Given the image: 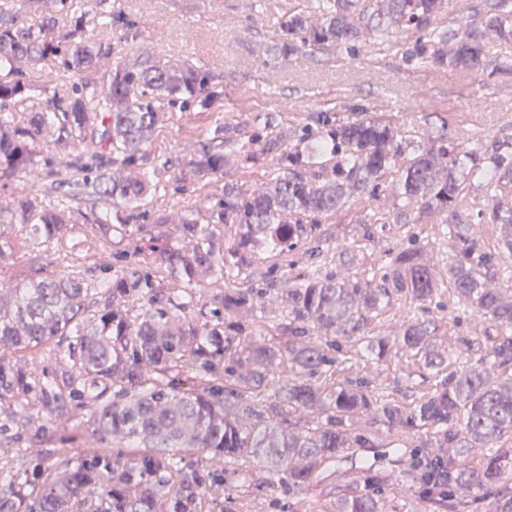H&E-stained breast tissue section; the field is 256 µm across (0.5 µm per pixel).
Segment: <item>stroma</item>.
<instances>
[{
    "mask_svg": "<svg viewBox=\"0 0 512 512\" xmlns=\"http://www.w3.org/2000/svg\"><path fill=\"white\" fill-rule=\"evenodd\" d=\"M319 0H257L246 8L244 0H116L127 18V30L112 35V59L128 63L142 52L165 66L183 60L209 74L221 97L209 110L191 105L172 108L155 131L148 152L158 157L184 154L219 126L238 142L252 137L267 139L276 126L287 127L282 151H294L296 134L308 127L323 131L319 113L338 122L377 115L389 119L409 142L434 138L437 144L484 145L489 152L512 154V41L496 42L485 66L473 71L434 68L408 60L413 39L398 30L380 43L375 53L352 57L336 47L303 49L292 55L281 51L279 22L289 11L317 12ZM57 154L50 136H43L34 175L0 181V206L11 207L19 197L36 198ZM272 166L270 158L234 162L223 175L200 176L183 168L153 176L143 202L145 222L130 225L122 249L133 250L145 239L149 226L161 216L180 211L205 212L224 197V185L236 183L250 190ZM461 202L448 217L452 224L480 228L483 252L492 254L489 277L512 266V254L499 245L498 228L489 220L486 190L463 176ZM397 200L386 191L379 196L352 197L341 211L322 218L319 235L350 239L360 234L351 216L370 213L374 240L356 255L355 271L370 273L381 255L399 247L408 236L422 243L436 267H444L456 252L436 224L400 226L394 221ZM111 241L96 225L83 226L75 239L44 243L16 238L14 248L0 261V284L21 281L36 261H52L54 270L79 271L90 281L103 277L112 261ZM446 309L440 312L439 337L448 350L462 341L494 333L493 324L460 304L447 291ZM97 444L85 419L67 423L40 421L28 427L0 432V468L19 473L26 491L37 495L47 475L60 461L81 465Z\"/></svg>",
    "mask_w": 512,
    "mask_h": 512,
    "instance_id": "1",
    "label": "stroma"
}]
</instances>
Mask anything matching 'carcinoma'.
Masks as SVG:
<instances>
[{"label": "carcinoma", "mask_w": 512, "mask_h": 512, "mask_svg": "<svg viewBox=\"0 0 512 512\" xmlns=\"http://www.w3.org/2000/svg\"><path fill=\"white\" fill-rule=\"evenodd\" d=\"M67 0H0V180L35 172L41 137L50 133L62 163L42 194L74 186L62 205L21 198L0 206V261L7 234L60 240L82 224L124 237L153 172L190 165L221 175L231 161L272 156L273 169L251 191L224 183V200L201 217L177 213L152 225L136 258L119 251L112 274L89 288L79 271L45 265L15 286H0V429L35 420H71L89 410L92 433L108 448L139 449L133 460L94 455L73 468L60 463L24 508L23 482L0 473V512H203L206 486L239 482L240 495L259 494L269 507L281 496L311 491L322 499L305 512H401L398 496L418 493L429 512H474L477 497L489 512H512V269L485 276L491 258L478 252L479 229L449 224L462 188L454 147H413L376 116L343 121L314 141L308 154L280 153L279 140L259 151L235 148L224 128L190 157L150 160L143 146L178 99L209 106L219 93L189 63L160 68L148 53L102 81L86 74L112 56V43L83 37L87 23L110 32L126 17L112 0H96L90 17L66 9ZM442 0H321L315 15L288 12L280 21L282 50L336 46L370 52L393 29L416 35L412 55L435 67L476 69L489 43L512 38V0H490L481 20L456 29L432 22ZM39 18L36 25L29 14ZM60 59L73 95L40 98L35 83L46 59ZM471 176L489 193L501 248L512 252V207L497 191L512 183V158L463 151ZM391 194L403 199L395 220L437 223L459 256L444 272L408 238L385 255L372 276L350 271L356 244L328 247L316 235L318 218L346 200L375 195L391 171ZM111 209L113 222L98 208ZM298 269L294 277L288 271ZM163 272L175 283L164 284ZM467 309L497 327L484 340L463 341L450 353L437 337L432 307H441L444 279ZM241 283L200 305L205 288ZM100 299L87 304L89 294ZM412 317L387 333L374 320L399 299ZM323 336L326 342L312 340ZM360 346L355 361L337 366L336 339ZM54 341L53 377L39 381L8 353ZM406 358L419 377L437 382L425 391L387 389L354 375L360 363ZM186 375L185 382L171 379ZM367 420L370 431L352 424ZM415 440L407 449L397 435ZM439 448L437 455L424 452ZM486 448L495 452L487 454ZM207 454L206 471L185 457Z\"/></svg>", "instance_id": "cac0c4a2"}]
</instances>
